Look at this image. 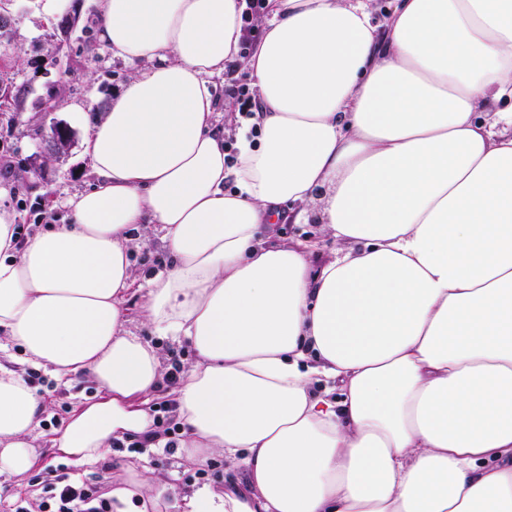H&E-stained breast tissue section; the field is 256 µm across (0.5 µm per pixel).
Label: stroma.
<instances>
[{
	"label": "stroma",
	"instance_id": "obj_1",
	"mask_svg": "<svg viewBox=\"0 0 512 512\" xmlns=\"http://www.w3.org/2000/svg\"><path fill=\"white\" fill-rule=\"evenodd\" d=\"M44 5L45 0H11L10 34L0 40V65L15 73L19 89L9 111H0V180L12 183L6 202L14 209L17 223L30 234L50 224L67 223L66 198L94 182L83 153L87 123L104 111L131 71L128 63L97 43L92 0H57L58 10L70 8L77 13L75 29L67 35L57 28L56 16L48 15ZM52 56L57 65H48ZM74 103L82 105L85 120L74 119L70 110ZM58 122L70 129L71 141L63 151L51 154L45 150V141L51 126ZM140 304V295L129 297L127 307L134 314L130 329L158 347L163 365L176 359L182 368H189L195 353L188 341L155 336L136 317ZM18 367L41 376L35 387L43 395L46 409L33 433L39 452L35 472L42 480H51L56 473L65 472L67 462L49 448V439L62 428L78 401L95 400L98 387L84 377L71 384L60 382L48 369L38 370L24 361ZM134 465L149 467L168 483L163 494L166 512H181L182 497L192 489L205 483L220 485L225 480L213 474L198 478L196 465L179 454L163 452L149 457L112 451L102 462L82 467L80 473L104 494Z\"/></svg>",
	"mask_w": 512,
	"mask_h": 512
}]
</instances>
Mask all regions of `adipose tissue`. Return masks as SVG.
I'll use <instances>...</instances> for the list:
<instances>
[{"mask_svg": "<svg viewBox=\"0 0 512 512\" xmlns=\"http://www.w3.org/2000/svg\"><path fill=\"white\" fill-rule=\"evenodd\" d=\"M97 5L136 69L85 138L96 182L23 242L0 205V353L100 386L52 447L92 464L153 430L139 285L144 324L197 355L180 455L245 473L185 512H512V0H396L382 31L365 0H266L247 54L243 0ZM231 61L260 107L228 167L210 84ZM284 205L332 257L281 240ZM156 232L172 263L144 279L128 243ZM43 410L0 362V476L37 466ZM151 483L111 496L157 512Z\"/></svg>", "mask_w": 512, "mask_h": 512, "instance_id": "1", "label": "adipose tissue"}]
</instances>
